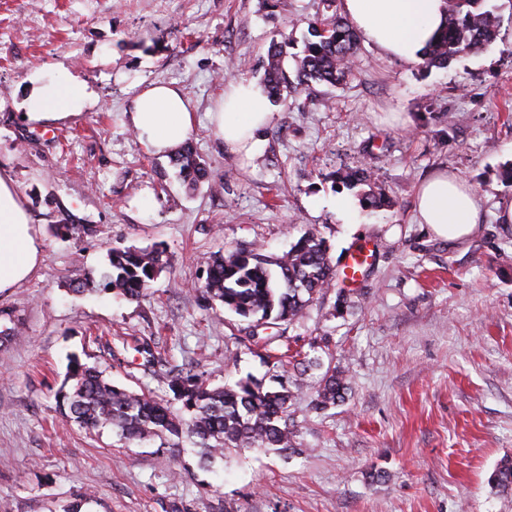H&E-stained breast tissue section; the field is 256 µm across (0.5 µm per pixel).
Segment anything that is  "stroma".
<instances>
[{
    "label": "stroma",
    "mask_w": 512,
    "mask_h": 512,
    "mask_svg": "<svg viewBox=\"0 0 512 512\" xmlns=\"http://www.w3.org/2000/svg\"><path fill=\"white\" fill-rule=\"evenodd\" d=\"M498 3L496 43L444 67L358 42L346 84L273 102L266 147L243 164L207 118L225 81L262 82L270 41L301 52L341 0H0V169L42 244L35 274L0 294V330L13 333L0 343V512H512V492L489 483L512 458V227L496 219L512 198V0ZM37 72L77 77L96 104L27 123ZM154 82L190 97L212 183L187 188L130 130L126 112ZM356 165L385 206L363 207L336 179ZM440 168L482 200L461 242L414 221L416 186ZM65 216L95 233L58 235ZM307 231L336 266L373 249L358 287L335 283L298 321L258 329L207 300L209 256L238 245L280 255ZM157 243L169 265L140 302L71 291L106 270L109 248ZM253 332L270 344L249 343ZM284 337L321 363L289 408L293 449L233 448L206 465L191 441L176 454L59 414L70 357L170 404V366L212 387L267 378ZM142 339L166 364L146 363ZM328 366L348 390L316 411Z\"/></svg>",
    "instance_id": "1"
}]
</instances>
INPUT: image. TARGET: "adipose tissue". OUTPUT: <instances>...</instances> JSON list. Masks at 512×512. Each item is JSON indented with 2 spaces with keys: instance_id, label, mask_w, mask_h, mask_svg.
Masks as SVG:
<instances>
[{
  "instance_id": "obj_1",
  "label": "adipose tissue",
  "mask_w": 512,
  "mask_h": 512,
  "mask_svg": "<svg viewBox=\"0 0 512 512\" xmlns=\"http://www.w3.org/2000/svg\"><path fill=\"white\" fill-rule=\"evenodd\" d=\"M342 9L366 43L412 63L423 62L445 18V0H342ZM31 83L25 102V119L30 124L59 122L90 104L86 86L68 75H40ZM270 108L262 87L237 79L228 82L209 118L225 149L250 159L264 147ZM194 120L189 97L171 84L145 88L127 112V123L138 139L163 155L189 139ZM415 218L437 238L461 241L480 224L481 201L461 176L439 172L419 184ZM41 260V244L29 212L13 178L0 171V293L31 277Z\"/></svg>"
}]
</instances>
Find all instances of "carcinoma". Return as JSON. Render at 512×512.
<instances>
[{
    "label": "carcinoma",
    "mask_w": 512,
    "mask_h": 512,
    "mask_svg": "<svg viewBox=\"0 0 512 512\" xmlns=\"http://www.w3.org/2000/svg\"><path fill=\"white\" fill-rule=\"evenodd\" d=\"M448 22L424 59V66H444L457 57L476 54L492 46L498 37L500 16L493 0H445ZM315 40L288 56L277 43L267 52L264 86L271 97L297 93L316 84L335 85L351 75L357 48L353 25L335 16L311 27ZM293 67H288V61ZM171 164L189 186L211 179L207 163L190 143L170 155ZM349 188L363 187L360 199L373 207L381 193L372 190L371 175L362 166L340 174ZM108 270L101 275L89 270L73 281L72 291L83 293L102 288L129 301L146 295L150 284L167 268L166 250L112 247L108 250ZM336 272L323 238L314 232L302 235L288 252L270 257L243 246L230 248L207 261L203 291L225 311L256 323H291L298 319L314 296L330 288ZM276 364L293 369L302 377L307 368L318 367L297 351L283 352ZM62 393L64 414L87 429L111 428L128 441L147 437L188 436L201 449L200 458L212 462L230 448H293L295 432L289 423V403L293 392L282 387L272 390L252 377L233 386L211 387L196 374L179 371L169 387L182 407L176 412L156 398L120 388L102 372L78 359L70 362ZM346 383L336 369L323 374L312 408L323 411L343 399ZM491 482L502 492L512 491V458L502 459Z\"/></svg>",
    "instance_id": "carcinoma-1"
}]
</instances>
